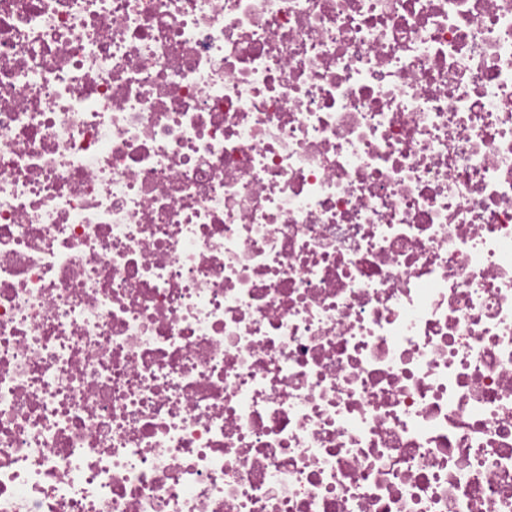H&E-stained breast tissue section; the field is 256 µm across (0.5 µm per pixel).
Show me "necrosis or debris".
I'll list each match as a JSON object with an SVG mask.
<instances>
[{
    "mask_svg": "<svg viewBox=\"0 0 512 512\" xmlns=\"http://www.w3.org/2000/svg\"><path fill=\"white\" fill-rule=\"evenodd\" d=\"M0 512H512V0H0Z\"/></svg>",
    "mask_w": 512,
    "mask_h": 512,
    "instance_id": "1",
    "label": "necrosis or debris"
}]
</instances>
